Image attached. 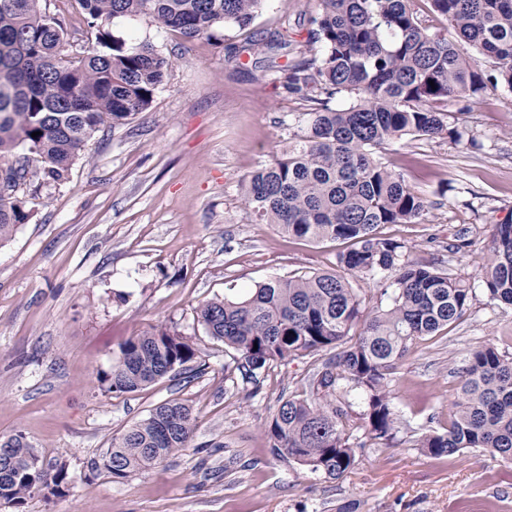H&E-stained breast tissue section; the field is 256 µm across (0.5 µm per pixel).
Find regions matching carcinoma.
Returning a JSON list of instances; mask_svg holds the SVG:
<instances>
[{"mask_svg":"<svg viewBox=\"0 0 512 512\" xmlns=\"http://www.w3.org/2000/svg\"><path fill=\"white\" fill-rule=\"evenodd\" d=\"M40 2L0 0V181H11L15 192H0V243L30 219L16 196L29 176L42 184L66 180L103 126L151 107L170 62L147 40L129 44L115 35V23L144 19L188 42L209 39L249 25L265 0H78L96 41L74 54L65 50L64 21ZM431 2L452 38L422 27L410 0H320L308 36L319 51L289 65L286 81L289 92L316 107L304 113L288 147L244 181L243 201L259 222L300 240L351 242L338 255L342 272L274 279L236 298L208 301L198 312L207 333L237 353L224 379L252 385L248 397L259 392L272 363L335 351L306 396L282 402L267 430L272 448L331 479L354 466L367 442L393 439L397 364L418 339L460 319L476 297L475 288L374 233L426 209L402 173L382 161L385 146L441 134L440 106L450 98L512 89V0ZM482 57L493 61L492 72L480 67ZM342 94L357 103L330 107ZM30 155L41 163L33 173ZM387 273L377 285L388 304L351 334L367 305L350 279ZM480 281L489 300L512 305V224L496 225ZM120 352L105 376L119 393L180 371L196 355L162 327L126 341ZM357 392L365 407L356 414L349 397ZM191 436L190 409L167 402L112 438L91 467L120 482L188 447ZM3 447L9 453L0 460V501L19 507L45 489L65 492V467L37 470L39 455L24 434ZM420 447L437 458L481 448L511 464L512 357L489 344L473 351L448 430L425 436Z\"/></svg>","mask_w":512,"mask_h":512,"instance_id":"obj_1","label":"carcinoma"}]
</instances>
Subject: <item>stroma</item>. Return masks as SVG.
I'll use <instances>...</instances> for the list:
<instances>
[{"label": "stroma", "instance_id": "1", "mask_svg": "<svg viewBox=\"0 0 512 512\" xmlns=\"http://www.w3.org/2000/svg\"><path fill=\"white\" fill-rule=\"evenodd\" d=\"M317 11L318 0H266L249 26L193 42L119 23L173 62L151 108L96 134L65 182L27 184L32 219L0 243V437L23 433L69 481L0 512H512V465L419 447L447 430L474 350L512 356L511 305L477 293L459 320L413 344L392 387L395 438L367 444L338 479L275 455L266 434L325 353L272 364L249 398L224 379L233 350L197 319L209 300L335 270L348 248L291 238L242 201L244 179L312 108L277 70L302 59ZM444 112L446 134L383 150L428 207L375 233L475 284L493 226L512 224V91L452 99ZM160 327L192 343L194 360L140 391H109L101 379L121 344ZM170 400L193 413L186 450L119 483L92 470L114 435Z\"/></svg>", "mask_w": 512, "mask_h": 512}]
</instances>
